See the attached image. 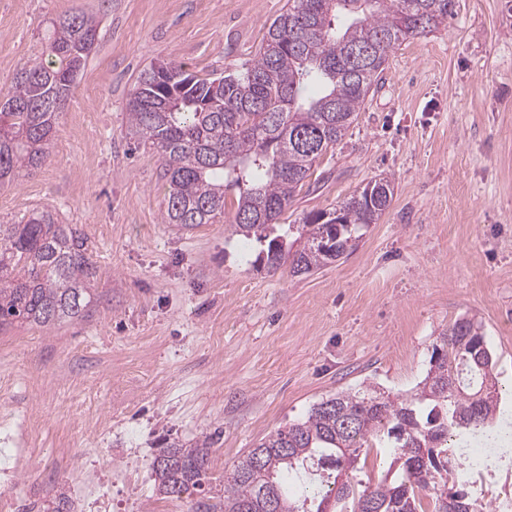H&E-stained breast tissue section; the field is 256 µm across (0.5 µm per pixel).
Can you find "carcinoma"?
I'll use <instances>...</instances> for the list:
<instances>
[{"instance_id":"carcinoma-1","label":"carcinoma","mask_w":512,"mask_h":512,"mask_svg":"<svg viewBox=\"0 0 512 512\" xmlns=\"http://www.w3.org/2000/svg\"><path fill=\"white\" fill-rule=\"evenodd\" d=\"M455 0H288L268 26L257 56L241 70L200 78L172 61L166 81L156 65L144 70L130 94L128 135L158 149L167 185L164 221L192 228L224 217L227 192L234 232L267 242L257 261L269 271L288 265L309 273L356 247L359 228L375 224L394 188L382 177L371 195L361 191L336 211L339 223L305 218L292 252L275 234L277 220L313 175L316 160L334 149L356 121L381 79L389 54L454 16ZM98 25L67 15L52 23L48 55L15 73L0 104V182L35 169L47 157L56 120L97 40ZM96 270L87 239L52 212H33L0 224V329L14 323L50 327L83 317ZM495 363L481 326L463 317L432 345L429 368L416 393L360 396L341 392L277 430L234 466L224 490L196 498L204 512H328L336 486L339 512H485L487 502L450 477L477 437L502 438ZM213 443H173L154 461L159 493L180 499L202 490ZM382 448L392 461L376 484L358 490L346 480L362 450ZM305 486L289 496L284 475Z\"/></svg>"}]
</instances>
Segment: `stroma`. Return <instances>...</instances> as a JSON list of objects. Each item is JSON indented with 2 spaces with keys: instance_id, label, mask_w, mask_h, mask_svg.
I'll return each instance as SVG.
<instances>
[{
  "instance_id": "1",
  "label": "stroma",
  "mask_w": 512,
  "mask_h": 512,
  "mask_svg": "<svg viewBox=\"0 0 512 512\" xmlns=\"http://www.w3.org/2000/svg\"><path fill=\"white\" fill-rule=\"evenodd\" d=\"M288 0H0V89L42 58L53 20L85 15L98 40L45 163L0 184V224L36 210L87 236L98 270L83 318L0 330V501L38 512H191L161 500L152 466L211 439L205 490L243 455L340 392L411 394L439 334L481 322L512 408V9L456 0L434 33L391 52L377 89L280 216L300 224L371 180L390 207L357 248L317 271L256 266L228 220L164 223L156 148L130 140L141 72L173 60L237 72ZM104 501H82L85 480Z\"/></svg>"
}]
</instances>
